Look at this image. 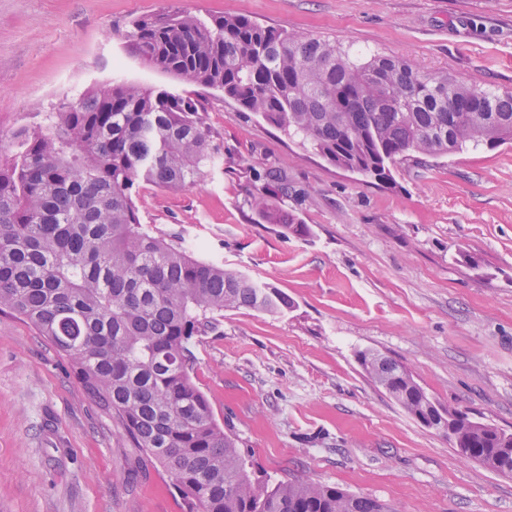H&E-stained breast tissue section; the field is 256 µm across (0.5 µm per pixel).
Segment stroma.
<instances>
[{"mask_svg":"<svg viewBox=\"0 0 512 512\" xmlns=\"http://www.w3.org/2000/svg\"><path fill=\"white\" fill-rule=\"evenodd\" d=\"M241 15L512 91V0H0V137L44 125L66 92L121 79L183 92L125 48L140 15ZM224 157L200 182L140 184L143 224L285 292L293 309L225 311L193 380L258 475L309 479L396 512H512V477L467 461L375 385L373 349L438 402L512 432V142L409 161L381 185L337 169L206 89ZM299 238L251 202L272 177ZM479 262H461L459 245ZM0 512H182L170 480L86 395L70 362L0 313Z\"/></svg>","mask_w":512,"mask_h":512,"instance_id":"35a3bbf8","label":"stroma"}]
</instances>
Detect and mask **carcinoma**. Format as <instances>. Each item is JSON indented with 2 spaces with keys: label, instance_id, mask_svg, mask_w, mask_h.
Returning a JSON list of instances; mask_svg holds the SVG:
<instances>
[{
  "label": "carcinoma",
  "instance_id": "carcinoma-1",
  "mask_svg": "<svg viewBox=\"0 0 512 512\" xmlns=\"http://www.w3.org/2000/svg\"><path fill=\"white\" fill-rule=\"evenodd\" d=\"M144 64L189 87L218 88L331 165L390 184L423 156L492 150L512 140V93L422 75L378 50L359 51L243 16L162 12L129 22ZM192 95L138 84L65 94L46 120L0 143V313L48 337L87 395L164 471L187 512H395L375 498L305 479L255 475L238 439L193 382L191 346L224 311L281 313L293 302L195 257L141 223L143 181L177 188L222 156ZM255 207L297 236L265 197ZM364 373L464 459L512 476V433L435 402L403 364L371 349Z\"/></svg>",
  "mask_w": 512,
  "mask_h": 512
}]
</instances>
